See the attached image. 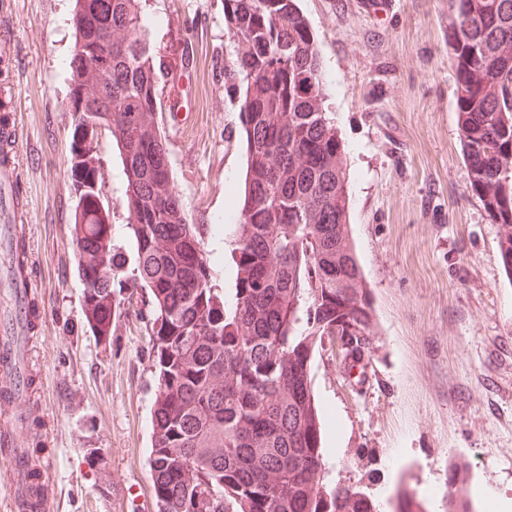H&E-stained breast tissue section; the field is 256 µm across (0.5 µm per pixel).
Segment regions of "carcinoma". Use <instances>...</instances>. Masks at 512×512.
I'll list each match as a JSON object with an SVG mask.
<instances>
[{"label": "carcinoma", "mask_w": 512, "mask_h": 512, "mask_svg": "<svg viewBox=\"0 0 512 512\" xmlns=\"http://www.w3.org/2000/svg\"><path fill=\"white\" fill-rule=\"evenodd\" d=\"M239 50L224 67L238 99L247 172L232 262L234 303L213 283L210 254L171 182L156 79L163 63L136 0H76L69 108L79 184L77 246L98 254L85 289L95 326L112 315L127 261L112 248L96 149L111 135L127 177L135 242L130 278L153 297L157 393L150 460L156 512H379L359 484L324 480L322 413L310 378L316 349L359 359L372 307L348 232L344 145L324 107L315 35L296 0H222ZM454 107L469 188L499 226L512 281V0H450ZM112 33L98 82L86 54ZM137 113L126 126L124 113ZM165 182L160 196L155 185ZM224 381L218 382V375ZM448 512H474L466 470L448 476ZM421 507L407 490L392 512Z\"/></svg>", "instance_id": "1"}]
</instances>
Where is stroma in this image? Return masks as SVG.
Instances as JSON below:
<instances>
[{
	"label": "stroma",
	"instance_id": "1",
	"mask_svg": "<svg viewBox=\"0 0 512 512\" xmlns=\"http://www.w3.org/2000/svg\"><path fill=\"white\" fill-rule=\"evenodd\" d=\"M156 16L155 52L167 66L159 99L182 89L187 122L165 136L174 184L190 222L211 227L246 169L237 103L224 67L237 45L220 0H139ZM321 51L328 104L347 159L349 234L372 305L363 383L346 379L340 349L316 352L312 388L336 421L328 482L401 486L426 512H446L438 491L458 461L468 466L477 512L484 489L512 501V281L499 260L500 233L468 188L448 58V0H299ZM12 52H0V113L22 130L31 287L45 309L20 337L31 364L26 399L39 422L23 447L50 469L49 512H156L150 476L157 379L149 290L123 280L112 290L114 326L90 322L78 275L77 185L70 170L69 60L74 0H14ZM114 250L133 257L127 181L111 138L98 153Z\"/></svg>",
	"mask_w": 512,
	"mask_h": 512
}]
</instances>
